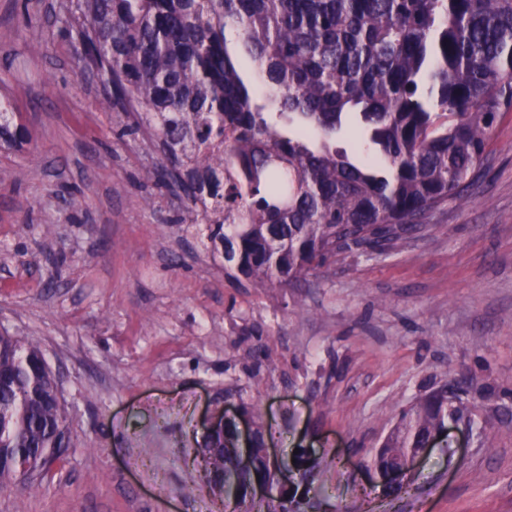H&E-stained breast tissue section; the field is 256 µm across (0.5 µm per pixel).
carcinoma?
<instances>
[{
    "label": "carcinoma",
    "instance_id": "1",
    "mask_svg": "<svg viewBox=\"0 0 512 512\" xmlns=\"http://www.w3.org/2000/svg\"><path fill=\"white\" fill-rule=\"evenodd\" d=\"M85 66L102 105L136 116L160 146L150 172L224 247V275L292 287L350 248L394 247L480 178L498 117L512 112V0H76ZM237 31L252 86L226 48ZM351 157L335 140L349 115ZM27 128L0 102V148ZM40 347L0 335V487L20 455L55 445L59 413ZM448 385L403 412L374 455L381 470L452 420ZM223 512H303L278 492L246 502L265 464L216 453Z\"/></svg>",
    "mask_w": 512,
    "mask_h": 512
}]
</instances>
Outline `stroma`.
Here are the masks:
<instances>
[{"mask_svg":"<svg viewBox=\"0 0 512 512\" xmlns=\"http://www.w3.org/2000/svg\"><path fill=\"white\" fill-rule=\"evenodd\" d=\"M69 2L0 0V97L32 133L0 152V329L40 346L68 426L61 461L1 488L0 512H214L197 450L204 417L231 406L280 457L312 449L308 512H512V112L484 176L425 229L255 288L147 180L163 154L101 107ZM458 375L461 422L383 496L376 449Z\"/></svg>","mask_w":512,"mask_h":512,"instance_id":"obj_1","label":"stroma"}]
</instances>
